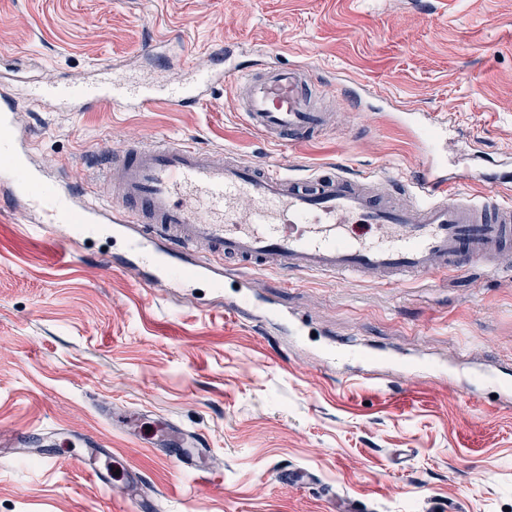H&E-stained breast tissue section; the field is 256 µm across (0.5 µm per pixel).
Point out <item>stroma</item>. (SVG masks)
<instances>
[{
	"instance_id": "1",
	"label": "stroma",
	"mask_w": 512,
	"mask_h": 512,
	"mask_svg": "<svg viewBox=\"0 0 512 512\" xmlns=\"http://www.w3.org/2000/svg\"><path fill=\"white\" fill-rule=\"evenodd\" d=\"M159 38L161 55L146 53ZM226 44L242 68L311 69L332 126L281 148L248 129L225 85L192 107L133 112L24 96L34 163L92 186L124 144L191 138L249 164L283 159L295 175L335 166L407 185L424 155L398 109L447 127L449 170L512 156V0H0V73L32 84L108 62L166 79L186 58L208 68ZM27 221L0 207V428L30 446L0 453V512H121L85 474L90 436L102 464L140 473L156 512H333L336 497L359 512H512V407L461 384L491 369L512 387V254L391 288L253 272L250 294L306 323L297 342L272 318L226 319L232 280L150 287L120 239ZM341 339L361 355L324 366ZM373 368L378 383L360 382ZM116 411L141 414L139 432L114 427ZM159 417L200 440L201 466L164 462ZM284 468L315 480L283 488Z\"/></svg>"
}]
</instances>
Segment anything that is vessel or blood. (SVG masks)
Here are the masks:
<instances>
[{
    "label": "vessel or blood",
    "mask_w": 512,
    "mask_h": 512,
    "mask_svg": "<svg viewBox=\"0 0 512 512\" xmlns=\"http://www.w3.org/2000/svg\"><path fill=\"white\" fill-rule=\"evenodd\" d=\"M224 82L238 93L247 126L276 143L304 142L329 123L313 105L305 71L246 73L220 51L213 52L209 69L188 68L183 79L136 81L103 64L89 81L62 79L32 96L58 109L86 112L108 104L128 112L196 104ZM16 110L12 95L0 96V184L11 199L40 213L44 226L69 220L92 237L103 231L120 236L126 255L152 283L205 277L219 285L225 269L243 280L261 268L367 275L391 287L412 275H460L492 264L512 247V206L492 195L474 203L455 194L465 175L440 164V130L424 143L428 163L413 183L421 199L410 207L397 205L390 178L375 173L354 178L329 167L294 176L282 163L221 160L186 140L140 142L113 152L101 185L89 193L30 164L34 142L18 129ZM114 182L122 187L116 199L109 193ZM244 196L251 206L241 210L237 202ZM88 474L95 485L115 487L136 512H149L138 472L118 478L94 464Z\"/></svg>",
    "instance_id": "vessel-or-blood-1"
}]
</instances>
